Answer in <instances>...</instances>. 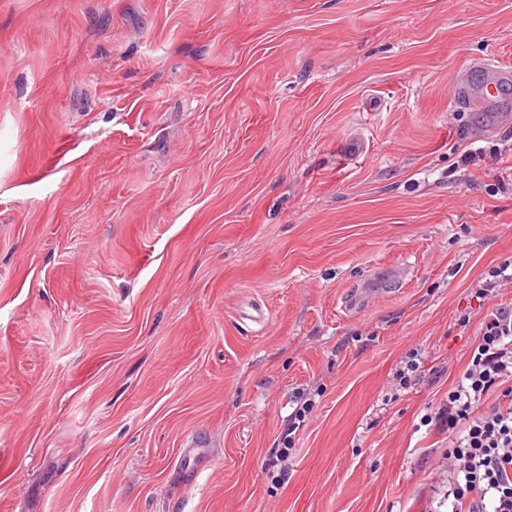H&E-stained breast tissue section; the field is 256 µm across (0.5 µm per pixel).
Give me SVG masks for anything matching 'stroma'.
Here are the masks:
<instances>
[{"mask_svg": "<svg viewBox=\"0 0 512 512\" xmlns=\"http://www.w3.org/2000/svg\"><path fill=\"white\" fill-rule=\"evenodd\" d=\"M473 59L512 0H0V512H448L512 305ZM510 268V273H507ZM482 281V282H480ZM480 283L478 293L483 295L495 287L500 282H512V262L502 263L499 266L492 267L486 273Z\"/></svg>", "mask_w": 512, "mask_h": 512, "instance_id": "1", "label": "stroma"}]
</instances>
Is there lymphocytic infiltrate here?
Instances as JSON below:
<instances>
[{"label": "lymphocytic infiltrate", "mask_w": 512, "mask_h": 512, "mask_svg": "<svg viewBox=\"0 0 512 512\" xmlns=\"http://www.w3.org/2000/svg\"><path fill=\"white\" fill-rule=\"evenodd\" d=\"M495 386L502 389L500 400L480 412ZM442 417L449 429L465 428L448 450L450 512H512V307L486 316Z\"/></svg>", "instance_id": "lymphocytic-infiltrate-1"}]
</instances>
